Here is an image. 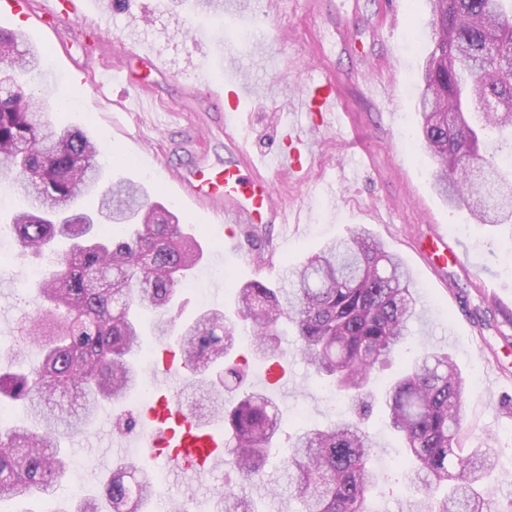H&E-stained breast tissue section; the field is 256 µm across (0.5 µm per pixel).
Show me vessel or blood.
Here are the masks:
<instances>
[{
  "mask_svg": "<svg viewBox=\"0 0 512 512\" xmlns=\"http://www.w3.org/2000/svg\"><path fill=\"white\" fill-rule=\"evenodd\" d=\"M82 3L83 0H46L35 20L41 27L56 29L78 20ZM225 90L224 131L235 162L221 167L198 166L187 175L171 169L167 177L183 197L207 212L214 222L235 225L249 238L258 225L290 224L287 208L274 200L270 173L275 168L301 171L313 156L314 131L328 128L335 117L343 114L344 108L335 78L321 73L309 92L290 102L288 121L281 134L282 142L288 143L289 148L277 154L274 164L268 165L252 156L238 110L240 99L255 92V85L235 80L227 82ZM418 251L435 266L461 259L441 234L419 245ZM178 375L179 368L170 350H163L162 365L155 374L156 394L143 403L140 411L142 427L137 445L170 471L198 476L207 468L223 465L224 435L212 424L201 423L184 411L179 394L170 384Z\"/></svg>",
  "mask_w": 512,
  "mask_h": 512,
  "instance_id": "obj_1",
  "label": "vessel or blood"
}]
</instances>
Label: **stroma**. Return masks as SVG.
<instances>
[{"mask_svg": "<svg viewBox=\"0 0 512 512\" xmlns=\"http://www.w3.org/2000/svg\"><path fill=\"white\" fill-rule=\"evenodd\" d=\"M387 0H357L351 16L333 10L332 0H252L253 27L241 29L200 14L195 0H89L84 18L58 34L39 31L33 20L0 18V27L22 28L29 42L47 50L30 84L48 102L78 97L79 106L51 114L57 125L93 128L104 149L98 157L106 180L122 177L143 185L151 200L173 206L182 223L192 225L204 248L195 271V288L183 289V318L202 307L234 315L237 284L261 279L280 283L287 267L299 264L321 246L345 238L353 227L368 228L404 260L418 298L407 348L398 351V364L426 350L447 352L467 383L463 426L473 448H493L499 464L490 484L491 495L504 501L512 495V345L499 332L504 311L512 310V227L472 223L464 213L449 210L435 188V166L415 140L419 115L418 74L428 41L420 27L429 0H399V17L391 19ZM106 32H98V22ZM144 35L160 54L166 72L141 78L137 61H125L115 45L131 32ZM71 45V55L52 51L51 43ZM236 46L239 72L260 87L239 110L248 124L251 147L262 159L279 149V131L291 98L318 78L320 69L336 78L342 102L363 133L372 156L362 166L353 155L352 134L344 128L320 131L316 156L307 172L273 174L275 198L302 222L289 235L279 225L261 227L258 239L270 255L263 269L255 267V252L240 244L224 247L221 225L209 223L203 212L184 205L164 183V167H190L196 158L223 164L224 126L214 112L207 89H221L224 72L212 46ZM105 63L128 65L131 80L113 85L107 97L92 92L95 71ZM374 64V75L393 89L392 114L375 112L365 97L359 74ZM151 98L147 108L118 112L117 98ZM463 256L462 263L433 269L418 253V243L434 233ZM12 247L0 261V350L20 343L16 321L35 314L33 298L22 288L31 270L47 269ZM250 331H243L238 354L249 365V379L276 401L282 415V433L295 435L306 427H324L344 410V400L329 404L325 391L299 355L295 337L284 336L283 361L287 390L268 384V367L253 359ZM112 406L103 404L94 423L64 442L73 464L52 501H24L22 512H53L79 497L101 491L105 470L101 463L125 445L127 435L112 426ZM366 427L374 443L376 487L368 500L370 512H406L412 491L403 482L402 443L380 413ZM238 477L224 467L189 478L167 474L153 512H173L176 503L190 501L193 512H213L214 494Z\"/></svg>", "mask_w": 512, "mask_h": 512, "instance_id": "stroma-1", "label": "stroma"}]
</instances>
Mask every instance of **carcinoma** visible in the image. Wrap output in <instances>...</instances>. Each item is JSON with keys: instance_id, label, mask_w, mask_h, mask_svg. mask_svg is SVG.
<instances>
[{"instance_id": "carcinoma-1", "label": "carcinoma", "mask_w": 512, "mask_h": 512, "mask_svg": "<svg viewBox=\"0 0 512 512\" xmlns=\"http://www.w3.org/2000/svg\"><path fill=\"white\" fill-rule=\"evenodd\" d=\"M429 2L432 44L419 85L417 140L433 159L449 209L476 224L511 225L512 170L486 155V145L501 139L512 157V0ZM43 56L23 32L0 28V181L27 202L12 220L22 252L50 256L54 265L23 284L40 306L17 332L38 358L25 370L13 369L17 352L0 364V403L25 407L22 422L0 420V504L52 499L70 468L59 424L80 433L103 403L119 404L139 389L140 312L150 310L155 338L175 339L184 367L197 375L188 382L200 402L192 417H222L230 432L224 465L240 482L217 492L215 512H259L249 488L264 481L277 451L279 409L261 391L224 405V388L246 377V366L230 358L236 325L224 311L206 310L180 329L169 316L202 246L175 213L149 203L143 187L117 180L98 191L97 136L53 124L50 106L21 83ZM100 214L122 234L99 236ZM410 285L400 256L357 228L285 271L277 287L254 279L235 288L234 299L251 323L256 357L281 358L288 323L322 386L360 402L371 395L374 371L408 338L417 305ZM465 395L448 354L431 351L405 365L383 396L412 462L405 479L421 491L408 512H501L484 488L496 450L466 446ZM371 460V438L353 418L303 430L283 458L299 512H369ZM158 494L152 471L121 462L101 495L54 512H144Z\"/></svg>"}]
</instances>
